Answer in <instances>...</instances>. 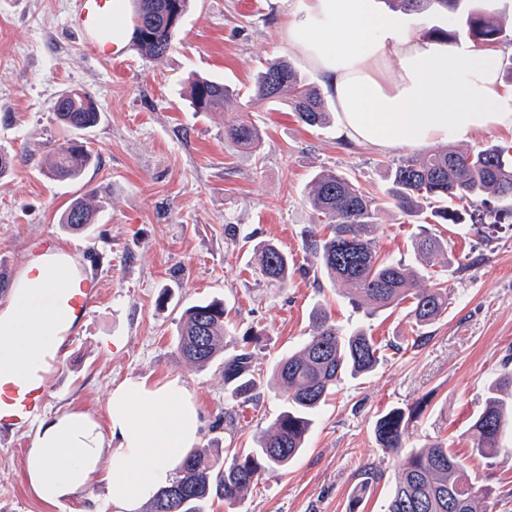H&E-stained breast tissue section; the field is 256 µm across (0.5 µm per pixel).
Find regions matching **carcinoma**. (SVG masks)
<instances>
[{"mask_svg": "<svg viewBox=\"0 0 512 512\" xmlns=\"http://www.w3.org/2000/svg\"><path fill=\"white\" fill-rule=\"evenodd\" d=\"M396 7L415 14L437 9L448 12V22L463 21L467 36L487 50L507 38L495 14L481 10L476 0H392ZM189 0H133V42L140 53L160 63L172 49ZM250 100L284 104L308 126L330 122L328 103L320 90L308 82L286 59L267 63L245 91ZM240 96L222 82L199 78L191 86L190 103L195 112H217L231 97ZM56 119L72 131L90 129L100 111L88 92L60 95L53 104ZM224 139L243 149H255L259 127L241 120L224 127ZM94 156L87 141L64 140L51 151L47 169L60 179L78 177ZM386 194L404 214L414 217L432 208L437 224H462L465 208L459 203L490 207L491 202H512V145H491L476 153L451 148L421 157H409L391 168ZM307 202L328 220L327 231H308L305 248L328 276L345 286V295L358 309L374 313L409 303L413 335L405 343L413 346L427 339L424 329L448 312V288L440 279L426 287L418 273L401 260L380 257L374 246L377 209L374 200L352 180L331 169L317 172L310 183ZM95 210L83 197L70 203L62 223L81 231L93 223ZM412 251L425 262L444 251L429 228L422 227L411 243ZM255 261L272 284H284L291 276L288 255L273 243L255 247ZM313 335L298 351L281 357L274 374L287 392V405L247 451L227 449L224 464L199 451L183 460L170 487L157 492L147 512H204L217 497L231 507L241 494L267 472L288 466L305 448L314 416L332 394L341 378L371 372L382 352L362 328L345 330L315 307L310 313ZM229 335L224 303L202 302L187 309L177 329V351L188 361L204 367L224 353ZM224 383L232 395L246 403L264 383L253 366V354L244 347L224 359ZM512 391V371L502 373L473 418L467 434L472 451L489 456L497 449L505 420L503 390ZM393 408L375 423L379 445L396 451L404 445L408 416ZM483 489L472 483L467 468L448 446L432 442L411 453L398 475L385 512H478Z\"/></svg>", "mask_w": 512, "mask_h": 512, "instance_id": "obj_1", "label": "carcinoma"}]
</instances>
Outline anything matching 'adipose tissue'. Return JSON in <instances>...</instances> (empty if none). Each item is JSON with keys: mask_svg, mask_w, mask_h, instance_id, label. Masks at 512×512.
<instances>
[{"mask_svg": "<svg viewBox=\"0 0 512 512\" xmlns=\"http://www.w3.org/2000/svg\"><path fill=\"white\" fill-rule=\"evenodd\" d=\"M281 32L315 70L352 142L421 148L512 129V89L494 52L427 39L406 26L403 11L376 0H293ZM31 266L0 309V378L49 373L76 321L58 306L78 275L76 261L49 246ZM202 427L201 407L180 378L126 379L112 388L105 420L66 409L41 421L25 455L30 492L53 506L103 474L118 512H142L199 445Z\"/></svg>", "mask_w": 512, "mask_h": 512, "instance_id": "1", "label": "adipose tissue"}]
</instances>
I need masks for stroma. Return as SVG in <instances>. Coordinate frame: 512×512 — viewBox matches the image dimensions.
<instances>
[{
	"label": "stroma",
	"instance_id": "35a3bbf8",
	"mask_svg": "<svg viewBox=\"0 0 512 512\" xmlns=\"http://www.w3.org/2000/svg\"><path fill=\"white\" fill-rule=\"evenodd\" d=\"M72 10L73 0H0V152L14 158L0 177V273L16 281L51 244L102 288L48 378L45 414L75 408L102 419L112 386L177 376L205 413L201 451L220 456L230 446L253 447L286 405L285 391L269 383L274 366L310 338V312L321 306L342 328L362 327L385 343L383 358L370 374L342 379L299 457L263 476L234 507L214 499L205 512H384L410 453L434 440L489 490L481 512H512V428L486 457L473 454L466 435L490 384L512 370V218L480 230L432 225L447 251L435 265L417 263L411 239L422 220L384 194L391 166L415 149L358 145L340 138L336 126H307L281 105L233 99L219 112L192 111L186 89L194 77L245 88L267 62L292 59L280 34L286 0H190L175 45L158 64L129 41L110 59L89 53L70 27ZM292 61L317 82L312 68ZM72 89L88 91L99 106L100 120L85 135L95 162L78 179L60 180L45 162L69 132L52 105ZM246 116L261 130L253 150L224 139L225 125ZM322 169L353 178L374 198L382 257L446 281L448 311L419 346L401 342L409 330L405 308L372 315L353 308L306 251V233L320 221L306 192ZM79 196L100 207L93 224L76 233L60 218ZM262 241L291 259L286 285L254 274L253 247ZM212 299L223 301L232 335L223 356L200 368L177 353V327L185 309ZM245 345L268 383L241 404L224 386V360ZM417 404L423 412L410 422L404 448H382L378 417ZM34 435L30 426L0 438V506L86 512L111 499L102 477L66 504L37 501L24 472ZM367 470L372 480L364 479ZM363 484L368 490L354 502Z\"/></svg>",
	"mask_w": 512,
	"mask_h": 512
}]
</instances>
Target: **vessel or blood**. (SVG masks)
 <instances>
[{
    "mask_svg": "<svg viewBox=\"0 0 512 512\" xmlns=\"http://www.w3.org/2000/svg\"><path fill=\"white\" fill-rule=\"evenodd\" d=\"M113 0H75L72 24L90 38L92 52L111 55L116 44L112 40L109 22ZM98 297L96 290L73 288L59 299L61 307L88 313ZM48 387L36 380L0 379V434L6 435L29 423L42 411L47 401Z\"/></svg>",
    "mask_w": 512,
    "mask_h": 512,
    "instance_id": "vessel-or-blood-1",
    "label": "vessel or blood"
}]
</instances>
